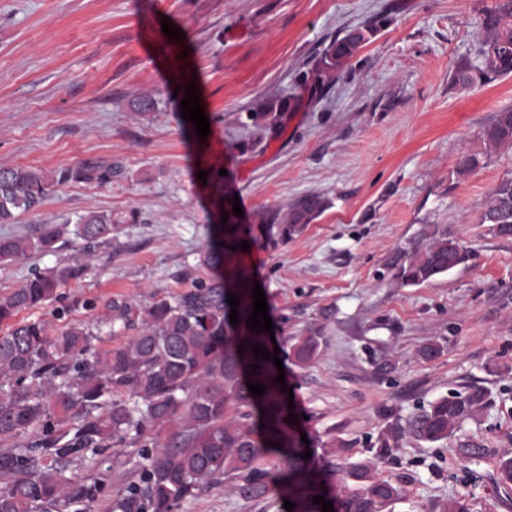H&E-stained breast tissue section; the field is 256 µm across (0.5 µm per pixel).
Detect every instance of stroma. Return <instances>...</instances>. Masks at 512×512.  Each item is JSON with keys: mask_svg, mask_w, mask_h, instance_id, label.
Returning a JSON list of instances; mask_svg holds the SVG:
<instances>
[{"mask_svg": "<svg viewBox=\"0 0 512 512\" xmlns=\"http://www.w3.org/2000/svg\"><path fill=\"white\" fill-rule=\"evenodd\" d=\"M496 0H0V167L45 171L86 161L111 165L105 185L56 187L38 209L0 236H35L39 225H75L103 211L122 231L85 251L66 233L54 252L0 265V294L35 273L81 264L53 306L22 321L84 323L107 349L134 329L112 321L113 302L140 308L210 282L201 264L220 222L213 189L198 171L226 169L227 193L250 197L237 220L249 241L238 259L259 282L276 343L310 326L324 342L310 365L285 362L300 433L319 440L315 465L335 496L345 463L367 459L388 421L407 423L423 405L485 387L489 407L446 440L404 434L375 468L401 478L393 512H435L451 497L470 512H512L499 484L512 452V236L489 233L479 216L512 176V146L464 177L457 157L483 146L481 133L512 106V74L464 87L452 76L474 63L479 24ZM184 34L165 36L162 21ZM375 33L321 91L302 76L346 31ZM194 75L210 133L199 139L181 117L175 87ZM298 94L284 131L257 140L246 111ZM142 97L154 111H136ZM316 194L326 210L299 234L269 241L263 217ZM440 226L471 254L467 264L421 285L397 287L398 251ZM443 351L424 361L425 343ZM391 409L383 417L382 409ZM462 448H482L465 463ZM139 461L115 448L107 462L78 467L109 487L91 512H112ZM282 496L249 499L233 480L201 489L178 512H285Z\"/></svg>", "mask_w": 512, "mask_h": 512, "instance_id": "35a3bbf8", "label": "stroma"}]
</instances>
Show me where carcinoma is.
Wrapping results in <instances>:
<instances>
[{
    "label": "carcinoma",
    "mask_w": 512,
    "mask_h": 512,
    "mask_svg": "<svg viewBox=\"0 0 512 512\" xmlns=\"http://www.w3.org/2000/svg\"><path fill=\"white\" fill-rule=\"evenodd\" d=\"M373 34L374 28L367 26L331 40L304 75L302 88L313 94L321 90ZM478 58L477 65L458 68L453 81L466 86L512 73V0L484 10ZM300 102L296 96L266 98L248 110L247 121L259 137L275 135ZM482 140L483 151L457 158L456 175L470 174L492 152L512 146L511 107L496 114ZM68 182L110 183L112 166L81 163L49 172L0 168V224L16 223ZM215 205L228 220L218 225L200 258L213 282L138 309L141 329L127 343L97 350L92 333L80 322L27 321L0 334V443L29 435L11 448H0V512H90L103 484L77 478L73 467L116 444L138 449L141 458L114 503L117 512H176L200 488L217 485L226 476L241 481L238 489L246 497L261 498L283 488L295 504L292 512H321V505L313 503L323 495L318 474L311 460L301 458L315 441L303 443L288 423L292 410L283 385L275 383L279 370L273 360L253 354L255 344L268 348L267 338L246 326L254 302L251 274L235 264L231 247L240 246L241 238L233 230L236 215L222 184ZM326 206L320 196H303L283 216L270 218L266 236L291 237ZM480 223L496 236L512 235V177L492 190ZM120 230L112 214L89 211L73 234L89 249L111 241ZM66 232L61 224H43L33 238L0 236V264L51 252ZM427 237L426 246L394 261L399 287L420 285L470 259L466 248L439 226ZM81 270L76 266L37 274L1 296L0 324L22 310L47 305ZM230 292L240 300L235 326L229 318ZM323 339L322 329L309 327L289 339L286 357L307 365L319 354ZM242 344L246 349L240 353ZM254 364L260 365L255 375ZM249 381L265 385L264 394L250 395ZM489 402L490 392L472 385L430 402L405 426L384 427L372 458L342 466L344 491L336 499L337 512H392L402 499L400 481L375 477L374 461L390 457L406 432L426 443L447 439ZM274 443L281 448L272 447Z\"/></svg>",
    "instance_id": "carcinoma-1"
}]
</instances>
